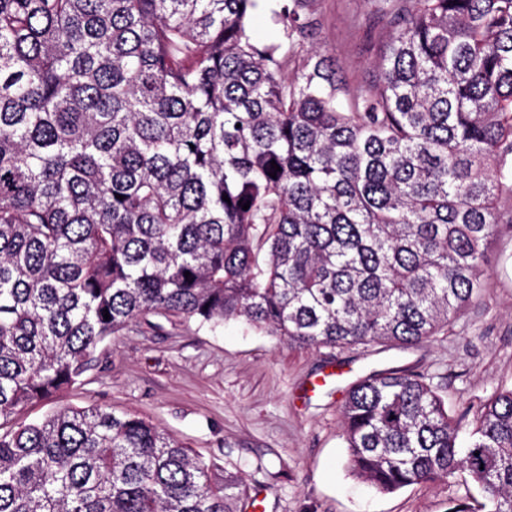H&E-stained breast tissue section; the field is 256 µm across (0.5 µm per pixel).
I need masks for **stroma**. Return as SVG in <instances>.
I'll use <instances>...</instances> for the list:
<instances>
[{"label": "stroma", "instance_id": "1", "mask_svg": "<svg viewBox=\"0 0 512 512\" xmlns=\"http://www.w3.org/2000/svg\"><path fill=\"white\" fill-rule=\"evenodd\" d=\"M367 0H321V38L348 79L374 77ZM487 287L437 336L413 345L304 349L237 321L218 330L192 322L134 324L97 351L85 385L28 407L42 419L63 405L133 411L219 471L241 476L264 512H478L467 474L380 493L346 460L339 407L348 386L392 369L425 375L449 410H478L512 387V225L489 247Z\"/></svg>", "mask_w": 512, "mask_h": 512}]
</instances>
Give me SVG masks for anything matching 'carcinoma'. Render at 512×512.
I'll return each mask as SVG.
<instances>
[{"label": "carcinoma", "instance_id": "1", "mask_svg": "<svg viewBox=\"0 0 512 512\" xmlns=\"http://www.w3.org/2000/svg\"><path fill=\"white\" fill-rule=\"evenodd\" d=\"M261 2L0 0V512H241L238 477L140 414L19 421L133 323L368 349L484 288L512 224V0H368L367 85L318 46L319 0H274L270 42ZM340 414L376 490L465 471L512 512V388L468 422L424 375L371 373ZM251 28L258 39L270 41L278 37V28L267 11H258L252 16Z\"/></svg>", "mask_w": 512, "mask_h": 512}]
</instances>
